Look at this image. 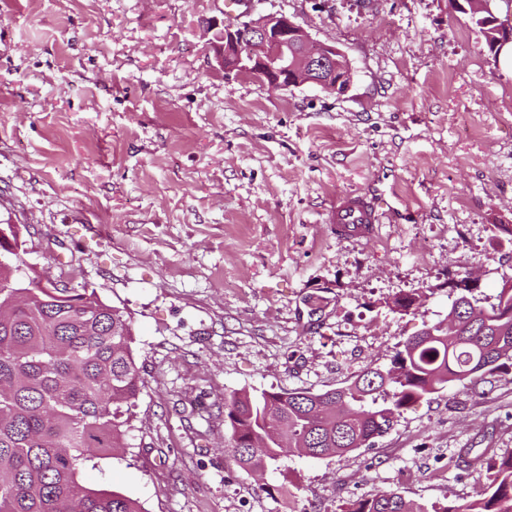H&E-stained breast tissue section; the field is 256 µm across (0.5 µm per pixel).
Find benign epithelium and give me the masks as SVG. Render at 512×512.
I'll use <instances>...</instances> for the list:
<instances>
[{"label":"benign epithelium","instance_id":"obj_1","mask_svg":"<svg viewBox=\"0 0 512 512\" xmlns=\"http://www.w3.org/2000/svg\"><path fill=\"white\" fill-rule=\"evenodd\" d=\"M476 8L499 23L506 34L500 47L512 44V24L500 21V0H477ZM209 30H220L222 43L214 56L227 75L250 76L273 89L288 90L312 85L343 94L353 82L351 65L342 50L320 43L283 14L259 15L238 29L217 18Z\"/></svg>","mask_w":512,"mask_h":512}]
</instances>
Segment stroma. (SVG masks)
Here are the masks:
<instances>
[{
    "mask_svg": "<svg viewBox=\"0 0 512 512\" xmlns=\"http://www.w3.org/2000/svg\"><path fill=\"white\" fill-rule=\"evenodd\" d=\"M343 50L342 95L226 76L224 0H0V217L25 265L129 315L146 386L124 452L86 469L145 512H342L394 490L462 505L512 452V369L450 384L367 447L222 454L224 400L345 386L512 276V69L449 0H250ZM342 192L384 201L338 238ZM434 287L418 308L394 297Z\"/></svg>",
    "mask_w": 512,
    "mask_h": 512,
    "instance_id": "1",
    "label": "stroma"
}]
</instances>
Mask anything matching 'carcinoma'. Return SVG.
Listing matches in <instances>:
<instances>
[{"label":"carcinoma","instance_id":"carcinoma-1","mask_svg":"<svg viewBox=\"0 0 512 512\" xmlns=\"http://www.w3.org/2000/svg\"><path fill=\"white\" fill-rule=\"evenodd\" d=\"M467 0L487 47L497 33ZM0 259V512H144L114 490L83 485L86 463L125 447L132 409L146 380L132 348L131 320L96 291L60 288L38 274L18 281ZM448 312L409 338L388 368H367L348 385L323 392L296 389L236 393L224 399L229 432L219 452L246 470L294 448L306 457L343 454L373 442L419 399L450 383L512 366V285L487 310L466 300V279ZM433 288L398 296L416 308ZM487 473L478 498L455 508L412 509L390 490L350 503L344 512H512V453L484 451Z\"/></svg>","mask_w":512,"mask_h":512}]
</instances>
